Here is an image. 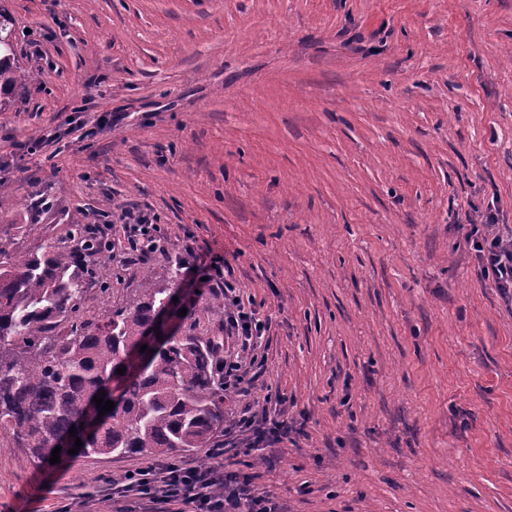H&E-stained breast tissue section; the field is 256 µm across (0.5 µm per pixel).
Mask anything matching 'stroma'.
<instances>
[{"instance_id":"stroma-1","label":"stroma","mask_w":512,"mask_h":512,"mask_svg":"<svg viewBox=\"0 0 512 512\" xmlns=\"http://www.w3.org/2000/svg\"><path fill=\"white\" fill-rule=\"evenodd\" d=\"M0 9L24 74L0 111V245L106 214L119 287L147 269L200 303L176 259L219 257L271 322L250 401L279 390L294 431L225 470L285 512H512V301L466 243L488 213L512 235V0ZM133 204L169 249L136 266ZM152 459L0 448V512H113V482Z\"/></svg>"}]
</instances>
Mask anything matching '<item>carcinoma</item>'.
<instances>
[{"label": "carcinoma", "instance_id": "1", "mask_svg": "<svg viewBox=\"0 0 512 512\" xmlns=\"http://www.w3.org/2000/svg\"><path fill=\"white\" fill-rule=\"evenodd\" d=\"M19 81L14 52H0V94ZM111 260L102 242L75 228L61 247L19 256L0 245V447L21 448L37 465L55 447L85 457L148 452L176 457L208 448L224 432V344L199 331L200 320L224 309L214 293L169 334L158 324L174 293L145 273L139 287L102 319L83 318L87 284L99 277L86 258ZM147 346L135 369L129 350ZM124 369V374L116 370ZM122 402L98 416L94 397ZM77 435L70 434V428Z\"/></svg>", "mask_w": 512, "mask_h": 512}]
</instances>
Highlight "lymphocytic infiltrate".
Masks as SVG:
<instances>
[{
    "mask_svg": "<svg viewBox=\"0 0 512 512\" xmlns=\"http://www.w3.org/2000/svg\"><path fill=\"white\" fill-rule=\"evenodd\" d=\"M120 220L127 242V263L144 262L154 254L167 252V239L156 215L136 208L123 212ZM473 247L480 275L491 278L503 296L512 295V236H485L474 241ZM200 271L213 288L223 293L224 327L240 340L236 352L224 355V391L248 396L252 383L264 370L266 359L261 348L270 322L261 319L254 302L243 300L221 261H210ZM264 402L265 410L257 411L247 404L237 411L224 429L223 444L209 449L212 464L208 468L156 461L127 471L116 484L115 494L175 504L178 512H282L274 497L256 493L239 473L224 469L225 447L248 456L260 444L282 440L290 433L288 421L280 413L286 403L284 395L267 392Z\"/></svg>",
    "mask_w": 512,
    "mask_h": 512,
    "instance_id": "1",
    "label": "lymphocytic infiltrate"
}]
</instances>
